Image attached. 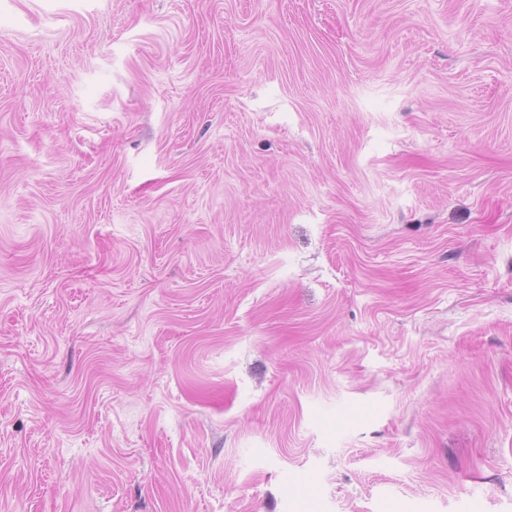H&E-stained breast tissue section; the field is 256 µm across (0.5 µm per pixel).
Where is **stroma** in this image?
I'll return each mask as SVG.
<instances>
[{
    "mask_svg": "<svg viewBox=\"0 0 512 512\" xmlns=\"http://www.w3.org/2000/svg\"><path fill=\"white\" fill-rule=\"evenodd\" d=\"M512 512V0H0V512Z\"/></svg>",
    "mask_w": 512,
    "mask_h": 512,
    "instance_id": "1",
    "label": "stroma"
}]
</instances>
